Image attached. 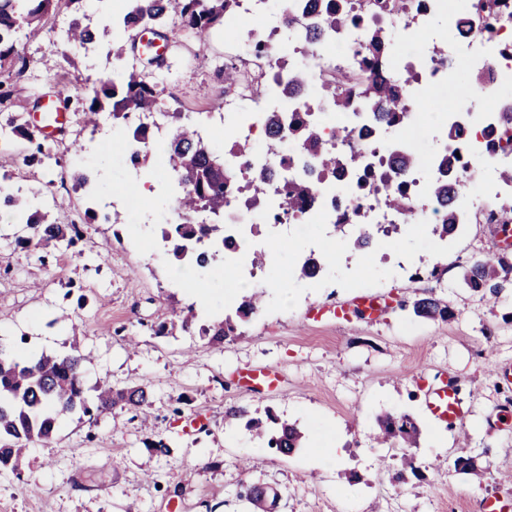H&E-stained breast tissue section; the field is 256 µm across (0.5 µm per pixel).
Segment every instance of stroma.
Masks as SVG:
<instances>
[{"label": "stroma", "mask_w": 512, "mask_h": 512, "mask_svg": "<svg viewBox=\"0 0 512 512\" xmlns=\"http://www.w3.org/2000/svg\"><path fill=\"white\" fill-rule=\"evenodd\" d=\"M78 13L50 10L39 39L25 43L28 66L22 75L0 69L13 85L0 104V127L24 114L38 125L41 100L56 91L69 97V121L51 139L53 157L27 166L23 155L0 153V173L29 192L51 189L70 204L45 205L52 219L81 224L77 246L42 251L15 244V227L0 222V350L60 354L78 350L87 358L86 389L102 381L121 388L149 385L153 391L149 427L128 410L114 408L97 423L75 416L60 420L53 439L30 447L20 474L0 471V512H252L237 496L241 480L277 486L275 512H481L482 502L502 494L512 477V379L499 367L512 366V238L496 224H463L445 241L429 225L409 223L383 248L358 256L352 248L324 260L317 282L297 279L296 267L310 253L318 231L300 228L287 248L273 242L267 225L255 238L265 268L249 288L232 287V268L216 266L200 275H177V263L157 255L163 215L174 207L178 187L163 178V154L149 152L141 167L125 166L130 132L101 113L97 132L84 129L77 103L86 79L118 69L145 67L139 52L112 57L111 35L84 51L54 35ZM231 25L214 28L206 50L190 40L172 43L161 65L150 68L162 91L164 109L217 118L233 86L224 82V44L236 40ZM100 151L89 166L91 182L76 187L82 146ZM68 179H61V172ZM121 218L99 221L101 207ZM453 261L433 271L434 244ZM503 259L497 300L469 288L464 273L472 261ZM365 260L364 276L354 267ZM294 287L295 301L281 303ZM204 289L208 308L198 323L234 315L250 291L264 304L236 339L217 345L197 331L154 335L172 303H194ZM431 295L452 311L450 319L416 317L413 302ZM362 296L389 301L380 319L339 324L314 319L320 307ZM270 367L278 388L241 385L242 371ZM452 380L462 401L456 427L434 418L429 393ZM272 412L296 424L303 445L285 456L254 440L247 417ZM406 413L420 436L411 454L416 471L394 482L384 459L396 454L374 436L384 416ZM163 440L167 454L145 445ZM335 446V468L316 466V448ZM256 466L241 473L240 458ZM472 458L474 472L455 471L457 457ZM36 482L28 490L27 482Z\"/></svg>", "instance_id": "stroma-1"}]
</instances>
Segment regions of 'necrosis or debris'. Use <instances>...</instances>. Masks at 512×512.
<instances>
[{
    "mask_svg": "<svg viewBox=\"0 0 512 512\" xmlns=\"http://www.w3.org/2000/svg\"><path fill=\"white\" fill-rule=\"evenodd\" d=\"M304 5L305 0H236L230 16L236 23L257 16L270 21L264 39V55H257L254 50L257 32L252 28L224 50L225 66L248 64L253 70L251 76L243 79L239 90L224 100L225 126L248 142L251 151L244 158L234 154L225 156L224 163L238 171L242 182L257 171L270 175L264 205L248 206L239 186L229 189L224 203V236L236 243L235 248L225 249L224 263L235 268L244 282L251 281L255 274L244 258L245 253L256 247L249 232L254 224L270 225L276 236L292 235L299 224L319 227L339 224L343 227L344 238L350 241L358 236V226L362 223L434 224L441 219L442 212L428 190L430 182L439 175L434 163L392 179L383 187L373 188L365 183L367 169L378 166L379 156L406 150L412 122H404L398 129L377 128L371 113L329 111L321 105L316 93L319 82L333 80L338 92L352 97L356 91L347 84V76L376 73L397 86L403 71L410 68L417 79L406 94L418 99L425 89L445 83L448 66L452 63L512 75V0H505L504 14L491 40L468 34L472 23L468 16H450L447 26H440L437 18L444 14L446 0H414L412 19L405 21L391 14L386 16L384 31L401 33L402 38L391 43L385 55L374 59L363 51L366 41L363 23H350L329 32L322 26L320 13L306 12ZM310 31L318 35V48L308 68L310 82L299 97L282 100L273 79L276 64L284 47L300 49L305 33ZM435 41L446 44V56L438 57L429 52L428 43ZM473 104V98H465L459 108L441 116L443 124L463 133L461 140L445 143V150L460 154L467 164L479 165L482 173L478 188L481 204H474L470 196H461L456 203L457 221L461 224L472 220L483 224H508L512 222V215L498 212L495 202L504 193L512 197V183L500 177L502 169L512 168V148L494 154L486 150L487 140L495 137L501 123L502 108L497 104L483 107L482 120L477 123L472 118ZM270 112L280 113L286 124L300 114L316 116L318 131L328 147L340 151L352 146L364 160L363 167L346 166L338 180L318 183L316 193L302 211L281 220L276 219L270 208L276 189L287 182L312 178L314 163L303 155L299 143L288 136L280 140L278 150H271L264 123ZM396 188L406 191L410 197L413 203L410 212L402 214L389 207L387 194ZM350 204L358 205L359 218L347 216L346 207Z\"/></svg>",
    "mask_w": 512,
    "mask_h": 512,
    "instance_id": "4bbe7bcc",
    "label": "necrosis or debris"
}]
</instances>
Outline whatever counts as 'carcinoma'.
<instances>
[{"label":"carcinoma","mask_w":512,"mask_h":512,"mask_svg":"<svg viewBox=\"0 0 512 512\" xmlns=\"http://www.w3.org/2000/svg\"><path fill=\"white\" fill-rule=\"evenodd\" d=\"M78 0H0V68L19 63L26 68L27 61L21 54L22 39L36 38L42 33V14L49 7L69 6ZM128 11L119 21L125 32L150 33L157 28H165L170 33L181 34L205 43L215 27L224 24L226 15L232 10L234 0H128ZM411 0H378L367 14H355L350 7L340 10L331 7L322 16L323 25L336 29L350 21H363L369 26L366 53L379 56L386 51L387 38L380 26V16L388 11L406 16L410 12ZM502 0H455L453 10L471 13L482 18L480 24L470 28L473 34L484 38L492 36L494 29L489 20L495 18ZM99 30L74 20L67 30L70 42L80 46L92 44ZM279 93L286 98L294 93L307 79L304 68L285 67V62L277 63ZM469 86L479 91L488 83L495 88L512 93V81L495 80L490 70L471 71L467 74ZM357 86L359 107L372 112L377 119L388 125H399L408 113L418 108V101L408 99L384 79L378 77L354 79ZM318 94L332 103L333 111L345 112L351 101L336 91L329 81L318 87ZM161 104V91L157 82L145 70L135 67L124 68L116 74H104L90 81L85 96L83 112L84 127L96 131L101 111L107 110L115 123L124 122L130 112H154ZM167 124L175 125V134L167 142V163L162 175L173 179L181 194L177 197L176 209L181 222L160 225L162 240L171 245L169 255L179 262H186L205 268L216 263V255L207 247L213 240H224V224H196L192 217L200 210L220 216L224 214V194L239 181V174L224 165V154L209 141L201 137L195 125L182 112H164ZM267 132L271 145L288 135L299 142L322 171L331 179L343 168V161L360 164L359 155H338L325 147L317 133L305 122L296 120L289 126L282 124L279 113H270L267 119ZM22 136L31 143L30 153L23 156V163L33 165L52 158V146L28 120L21 115L12 116L7 130L0 133V143H8V137ZM132 140L139 149L130 154V162L139 165L147 158L148 142L152 135L141 126L133 128ZM441 164L448 167L455 178L448 182H437L430 186L431 193L448 204L463 194L466 185L478 179L479 172L474 166L460 161L456 155H444ZM313 196V186L308 182L285 183L278 189V216H289L299 211ZM0 203L8 207L22 225L24 234L16 238L23 248L46 249L64 241L74 246L84 240L80 224H57L47 220L46 214L33 208L29 196L12 190L11 186L0 181ZM457 229L453 209H448V218L433 225L432 234L441 240L447 239ZM379 228L373 224L361 225L359 236L352 241L358 252L367 251L377 239ZM501 260L480 259L474 261L465 273L466 284L475 289H487L498 294L497 267ZM261 296L247 297L237 308L236 318L229 316L216 319L200 327L199 333L209 341L222 344L238 336L240 325L260 310ZM414 314L426 319H446L451 315L448 306L434 298H421L415 301ZM86 357L74 350L64 355L19 357L16 354L0 352V470L19 471L23 450L35 445L46 444L57 431L60 415L86 416L91 419L108 412L117 406L141 413L152 406L151 388L135 385L114 388L110 384L95 388L96 395L89 398L83 387V364ZM272 426L265 427L258 419L246 423L248 430L257 438L283 455H290L302 447L303 433L297 426L277 418H270ZM383 437L399 439L403 445H416L418 427L407 414L389 415L380 424ZM268 487L262 484H241L239 497L253 506L255 512H268L266 500Z\"/></svg>","instance_id":"obj_1"}]
</instances>
